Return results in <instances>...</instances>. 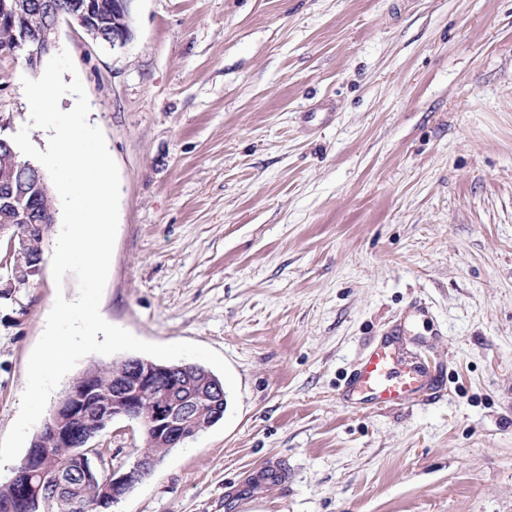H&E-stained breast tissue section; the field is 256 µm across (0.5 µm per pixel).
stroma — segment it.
<instances>
[{"label": "stroma", "mask_w": 512, "mask_h": 512, "mask_svg": "<svg viewBox=\"0 0 512 512\" xmlns=\"http://www.w3.org/2000/svg\"><path fill=\"white\" fill-rule=\"evenodd\" d=\"M133 37L61 22L120 174L100 313L230 365L232 426L174 448L118 512H512V0H131ZM0 57V136L28 129ZM52 250L0 299V438L57 293ZM408 321L436 403L354 411L339 386ZM126 466L139 429L91 441ZM283 471L265 479L268 462Z\"/></svg>", "instance_id": "stroma-1"}]
</instances>
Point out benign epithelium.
Wrapping results in <instances>:
<instances>
[{
  "instance_id": "7a95c632",
  "label": "benign epithelium",
  "mask_w": 512,
  "mask_h": 512,
  "mask_svg": "<svg viewBox=\"0 0 512 512\" xmlns=\"http://www.w3.org/2000/svg\"><path fill=\"white\" fill-rule=\"evenodd\" d=\"M130 2L112 0V8L106 10L104 0H79L76 9L64 13L54 0H42L40 9L46 11L52 24L37 34L25 28L13 33L11 41L0 46V56L21 58L30 69H37L42 58L56 47L55 35L63 19L77 24L95 44L112 49L122 48L132 39ZM29 11L30 0H0V27H16V21L24 18ZM0 205L25 219L36 212L34 197L6 178L0 180ZM25 241V236L18 231L0 239V248L5 251L0 269L10 263L12 253L24 248ZM40 269L39 263L30 268L9 269L7 282L11 296L29 287L30 277L39 274ZM174 373L194 374L199 380L192 382L188 392L177 386L168 395L153 396L148 413H142L140 398L149 393L154 380ZM115 380L110 397L94 393L88 374L81 375L64 388L46 417L45 424L54 429L61 447L71 449V460L66 468L71 479L60 478L54 482L42 477L40 461L49 449L28 448L20 462L22 477L9 480L19 512H46L63 492L97 477L101 478V485L93 507L111 508L135 486L134 476L149 474L154 470L156 462L140 453L124 469L106 466L104 450L88 445L94 434H82V426L93 415L103 423L122 419L139 427L146 426L159 439L176 443L187 436L194 437L206 431L210 427L209 415L216 416L220 412L215 401L217 377L194 364L166 365L141 359L137 367L124 374L118 373Z\"/></svg>"
}]
</instances>
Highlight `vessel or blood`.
Segmentation results:
<instances>
[{
    "label": "vessel or blood",
    "mask_w": 512,
    "mask_h": 512,
    "mask_svg": "<svg viewBox=\"0 0 512 512\" xmlns=\"http://www.w3.org/2000/svg\"><path fill=\"white\" fill-rule=\"evenodd\" d=\"M399 333V326H391L360 353L340 388L348 407L391 408L440 398L441 372L402 357L395 341Z\"/></svg>",
    "instance_id": "1"
}]
</instances>
